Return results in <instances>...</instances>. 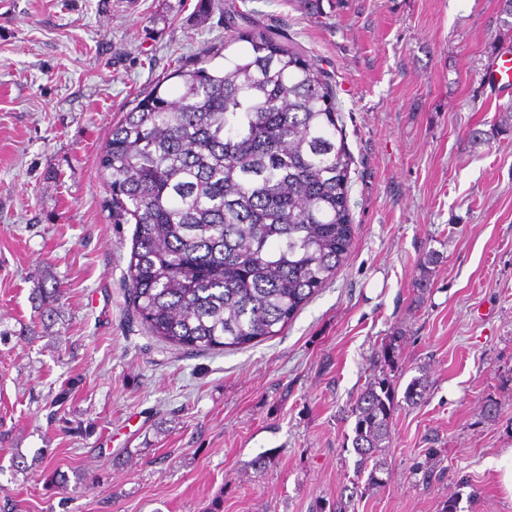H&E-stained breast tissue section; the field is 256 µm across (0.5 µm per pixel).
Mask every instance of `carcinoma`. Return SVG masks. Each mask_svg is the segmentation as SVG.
<instances>
[{"instance_id":"obj_1","label":"carcinoma","mask_w":512,"mask_h":512,"mask_svg":"<svg viewBox=\"0 0 512 512\" xmlns=\"http://www.w3.org/2000/svg\"><path fill=\"white\" fill-rule=\"evenodd\" d=\"M243 42L233 54L226 50ZM113 125L99 167L112 220L132 224L129 299L175 347L222 351L279 334L353 244L351 157L314 62L252 25L182 62ZM399 337L379 356L392 369ZM426 374L407 384L415 406ZM397 404L385 376L356 397L352 448L381 483Z\"/></svg>"}]
</instances>
